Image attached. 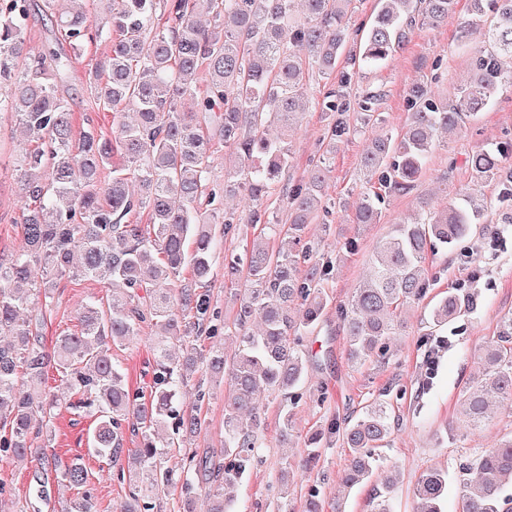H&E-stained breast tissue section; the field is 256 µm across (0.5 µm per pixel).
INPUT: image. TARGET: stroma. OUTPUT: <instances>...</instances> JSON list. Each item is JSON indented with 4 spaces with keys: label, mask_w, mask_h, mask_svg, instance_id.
Instances as JSON below:
<instances>
[{
    "label": "stroma",
    "mask_w": 512,
    "mask_h": 512,
    "mask_svg": "<svg viewBox=\"0 0 512 512\" xmlns=\"http://www.w3.org/2000/svg\"><path fill=\"white\" fill-rule=\"evenodd\" d=\"M31 3L28 44L44 53L64 48V41L46 15L45 0H31ZM469 8V0H459L456 14L449 16L447 22L417 28L404 49L380 67L359 73L355 92L376 87L385 91L380 110L387 129L397 132L403 127L408 90L420 79H427L432 94L442 98L454 96L459 79L469 67V55L458 48L456 41L458 19ZM107 50V43L94 44L80 59L68 83L59 90L70 104L74 121L92 115L106 132L112 128V115L98 109L85 84L84 73ZM436 60L441 63L443 76L434 81L430 74ZM327 124L326 116L317 108L308 109L290 139L293 163L282 180L290 184L305 179L313 160L327 156L331 173L326 194L334 208L327 222L307 225L305 236L328 250L353 238L358 248L341 252L326 290L329 301L325 313L304 338L308 375L304 395L292 407V436L287 447L279 445L281 401L269 394L263 397V446L247 473L226 490L234 512H306L308 491L313 486L319 490V512H372L373 483L350 489L341 482L350 450L343 442L340 428L362 414L380 394L391 408L395 432L374 449L373 456L379 470L395 468L400 472L390 500L392 512H414L415 483L423 470L432 467L455 471L466 455L512 437V413H498L477 430L458 423L460 392L475 371L473 353L486 338L493 336L500 317L512 310V224H499L497 213L487 215L488 222L498 223L504 237L497 252L487 251V236L477 229L459 246L438 250L430 256L434 282L424 301L403 310L408 328L390 337L385 357L371 358L361 366L352 365L344 351L337 314L338 306L346 302L354 286L368 274L369 257L393 224L417 211L419 201H430L438 208L455 201L461 191L473 185L466 156L477 148L512 140V90L500 95L493 109L479 113L466 129L447 135L445 143L431 156L426 176L409 191L387 197L380 206L381 218L376 224L353 221L355 208L366 190L360 172L366 140L355 134L338 143L334 153H327ZM22 154L15 116L7 111L0 113V255L6 257L22 245L14 175ZM246 243L245 235H228L214 261L211 303L229 316L233 315L234 306L224 282V259L243 253ZM459 286L474 293L476 303L443 330L441 336L447 338L448 347L442 351L435 370H428L427 354L438 339L429 334L430 310L448 289ZM58 294L56 311L46 331L50 337L76 329L83 307L94 299L106 300L108 292L99 282L66 276L58 280ZM152 337V328L143 326L139 336L112 351L132 388H145L149 381ZM48 384L55 387L60 398L53 419L54 453L63 462L77 455L84 456L97 512H119L128 493L127 486L113 480L109 461L89 455L90 421L69 409V394L60 386L57 373H50ZM184 402L189 407L200 406L206 419V430L194 440V447L223 448V386L212 384L211 397L203 404H196L191 393ZM315 432L320 433L321 441L314 469L297 471L293 484L282 488L280 481L286 457L304 454L305 441ZM34 475L32 467L0 463V512H73V505L80 497L78 490L68 487L52 472L46 482V499H37L32 494Z\"/></svg>",
    "instance_id": "stroma-1"
}]
</instances>
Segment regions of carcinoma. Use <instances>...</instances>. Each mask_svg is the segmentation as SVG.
Segmentation results:
<instances>
[{
  "label": "carcinoma",
  "instance_id": "1",
  "mask_svg": "<svg viewBox=\"0 0 512 512\" xmlns=\"http://www.w3.org/2000/svg\"><path fill=\"white\" fill-rule=\"evenodd\" d=\"M81 0H49L56 31L72 53H36L26 41L29 0H0V110L15 115L26 134L17 170L24 246L0 256V462H38V472L61 471L83 490L75 512H95L83 459L68 464L47 452L55 394L53 369L72 398L69 407L92 418L89 454L112 462L129 486L120 512H154L169 491L181 490L179 512H194L199 491L209 512H229L224 486L240 479L257 448L268 390L295 395L307 376L305 333L326 306L334 262L305 240V226L332 211L324 192L328 170L317 162L307 180L288 187L291 223L272 224L262 209L291 167L288 137L309 96L306 74L332 76L336 87L315 99L329 117L328 146L352 132L342 113L362 115L367 145L361 171L369 188L357 207L358 224H375L384 197L405 192L427 173L441 133L462 127L512 88V0H470L457 40L468 43L477 23L483 39L471 48V69L454 98H436L415 84L407 123L397 135L377 134L381 90L350 98L356 71L338 68L348 52L359 69L380 66L402 49L417 27L455 13L457 0H379L364 36L350 43L356 0H104L94 14ZM104 37L109 52L87 75L98 105L112 113L105 133L92 121L78 130L59 86L84 47ZM135 118L129 120L125 109ZM237 160L213 184L216 147ZM476 179L498 188L496 198L461 194L441 211L420 206L394 225L372 253V272L359 281L338 315L348 359L358 364L386 355V339L405 327L401 310L427 296L434 275L429 254L452 247L498 203L512 201V148L479 149L466 159ZM135 181L141 194L129 191ZM238 190L252 207L224 219L222 234L265 224L244 256L224 265V277L244 278L231 318L211 309L216 228L208 216L224 191ZM305 267L299 275V267ZM107 284V303L91 301L80 328L51 341L42 335L56 307V284L40 268ZM470 304V293L448 292L432 308L430 324L446 327ZM150 324L158 330L150 392H131L112 348ZM224 330L233 341L203 351L197 343ZM476 371L460 395L459 416L477 429L494 411L512 408V312L474 353ZM228 376L224 390V451L189 450L170 465L176 445L199 436L206 420L185 408L182 388L197 364ZM393 434L387 403L375 399L343 428L351 450L347 487L377 477L375 512H391L397 473L374 475L371 449ZM137 447L124 448L127 437ZM460 512H512V438L474 452L457 467ZM416 512H442L448 472L426 469L415 492Z\"/></svg>",
  "mask_w": 512,
  "mask_h": 512
}]
</instances>
